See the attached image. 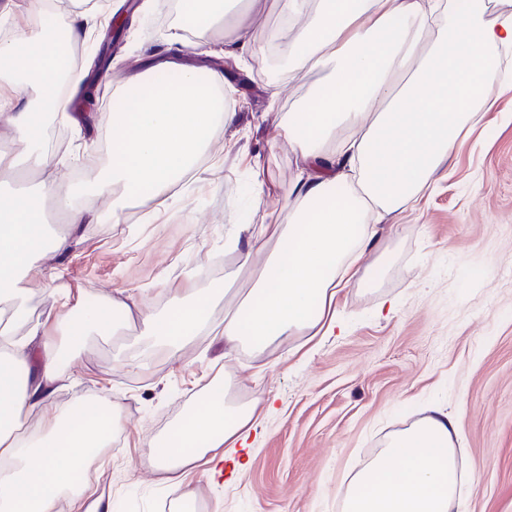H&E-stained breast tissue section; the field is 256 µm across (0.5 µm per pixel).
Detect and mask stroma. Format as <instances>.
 I'll list each match as a JSON object with an SVG mask.
<instances>
[{"mask_svg": "<svg viewBox=\"0 0 512 512\" xmlns=\"http://www.w3.org/2000/svg\"><path fill=\"white\" fill-rule=\"evenodd\" d=\"M170 7V0H155L113 45L110 65L95 77L94 102L70 90V123L47 125V132H62L58 152L69 161L57 178L67 187L84 192L104 172L96 161L109 143L102 115L128 77L155 60L208 58L234 27L233 19L219 21L191 49H180L165 24ZM286 68L274 45L245 60L226 101L234 117L218 145L224 175L188 201L175 187L166 223L144 222L140 205L113 211L118 191L96 199L102 221L85 228L75 254L45 258L54 279L24 283L33 317L59 310L60 282L77 289L82 304L124 288L162 310L186 274L203 287L223 281L232 263L218 267L213 258L224 250L226 227L287 223L283 204L298 160L283 127L323 75H300L282 87ZM453 164L452 177L438 179L416 210L383 231L364 259L366 278L338 291L341 331L231 357L201 334L180 360L158 352L141 371L123 363L143 343L140 324L86 337L78 356L63 363L67 385L57 403L92 392L123 403L114 450L91 481L93 497L108 500L114 512H176L148 444L214 382L233 399L272 407L248 442L247 472L228 466L212 480L198 465L187 474L206 512H341L339 488L432 405L462 420L459 466L476 478L462 490L463 512H512V90L456 147ZM259 178L276 191L257 202ZM162 272L168 281L160 288Z\"/></svg>", "mask_w": 512, "mask_h": 512, "instance_id": "obj_1", "label": "stroma"}]
</instances>
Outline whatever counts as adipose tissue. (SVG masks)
<instances>
[{"mask_svg":"<svg viewBox=\"0 0 512 512\" xmlns=\"http://www.w3.org/2000/svg\"><path fill=\"white\" fill-rule=\"evenodd\" d=\"M235 0H187L173 33H205ZM495 0H278L285 39L281 52L290 72L318 70L315 92L288 115L284 138L301 167L285 201L288 221L261 231L238 225L231 251L250 269L251 286L215 325L210 309L228 290L215 282L198 287L187 277L178 296L159 312L116 291L107 306L70 304L31 321L20 280L44 276L38 260L80 243L83 225L100 215L95 198L121 185L123 204L165 201L171 188L205 160L224 136L233 112L224 103V76L211 71L200 87L199 71L179 68L174 85L153 88L147 98L130 93L150 73L130 78L113 102L112 151L105 176L89 201L56 188L57 208L71 229L48 234L43 196L0 195V512H56L66 496L85 512L86 470L98 465V448L118 426L119 401H108L105 423L77 417L83 398L61 408L54 399L64 384L61 361L77 356L85 336L106 332L115 320L139 319L145 333L179 357L194 336L223 341L225 355L277 341L334 331L337 289L362 279L365 253L383 222L411 207L438 177L453 172L452 150L468 138L484 113L493 111L512 82L501 76V56L512 51V14L486 15ZM28 24L0 41V125L12 132L0 151V181L22 169L44 172L57 161L44 148L43 113L66 117L61 85L82 75L54 42L75 21L52 0H23ZM34 100H27L26 92ZM68 330H61V323ZM264 412L262 401L231 403L223 387L204 389L194 410L168 434L151 442L155 464L181 507L195 493L186 472L206 461L210 477L225 462L244 472L240 448ZM38 417L41 429L22 430L20 419ZM462 421L443 408L394 435L341 492L343 512H457L462 474L454 443Z\"/></svg>","mask_w":512,"mask_h":512,"instance_id":"1","label":"adipose tissue"}]
</instances>
